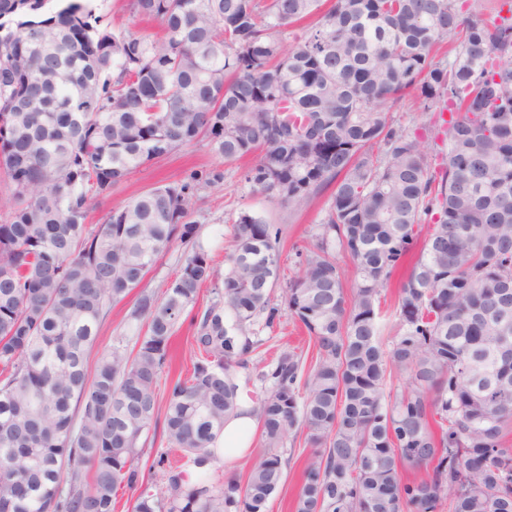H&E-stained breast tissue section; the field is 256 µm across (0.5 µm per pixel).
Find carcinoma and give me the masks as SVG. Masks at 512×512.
<instances>
[{"label": "carcinoma", "mask_w": 512, "mask_h": 512, "mask_svg": "<svg viewBox=\"0 0 512 512\" xmlns=\"http://www.w3.org/2000/svg\"><path fill=\"white\" fill-rule=\"evenodd\" d=\"M65 2L48 15L46 0H0V56L16 60L0 64V512H114L124 488L133 512H267L302 435L293 512H512V17H486L483 0H130L155 37ZM445 40L453 59L437 61ZM406 97L450 119L397 126L389 104ZM199 143L227 164L254 157L248 183L296 211L331 189L284 305L270 295L281 229L247 212L214 281L196 184L87 223L140 167ZM176 242L179 274L130 313L135 352L88 375L112 304ZM338 256L358 274L349 290ZM207 281L191 374L162 388ZM285 316L315 362L253 364ZM241 371L260 384L246 414L263 451L221 480ZM160 415L199 468L192 482L158 457L163 496L139 469Z\"/></svg>", "instance_id": "obj_1"}]
</instances>
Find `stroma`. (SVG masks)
<instances>
[{
    "label": "stroma",
    "instance_id": "stroma-1",
    "mask_svg": "<svg viewBox=\"0 0 512 512\" xmlns=\"http://www.w3.org/2000/svg\"><path fill=\"white\" fill-rule=\"evenodd\" d=\"M217 163V158L203 145L190 146L169 157L154 160L140 167L110 196L101 199L92 218L100 220L110 210L123 206L130 198L152 186L181 181L191 173L209 169ZM246 168L247 165L243 162L225 166L223 183L199 191L193 203V218L198 221L201 236L210 248L214 274L219 279L224 276L230 226L239 213L255 214L267 223L280 227L283 247L279 279L281 283L288 281L299 270L297 253L309 247L312 228L320 220L328 197L319 195L305 210L293 211L287 204L270 200L254 191L244 179ZM212 298L211 284H204L194 307L188 308L183 315L174 338L170 376H178L180 371L190 368V341L194 330L192 319L196 311L210 304ZM135 300V294L131 293L122 301L113 304L109 316L99 330L91 351L92 357H99L115 348L124 354L134 349L138 331L135 323L130 321L129 314ZM293 348L308 359L316 354L307 333L290 321L269 332L268 340L257 359L269 364L283 351ZM162 455L167 456L173 464L179 465L183 462L181 453L171 449L162 426L156 425L148 432L139 466L145 479L149 480L157 492L164 491L165 482L161 472L153 468L152 463Z\"/></svg>",
    "mask_w": 512,
    "mask_h": 512
}]
</instances>
